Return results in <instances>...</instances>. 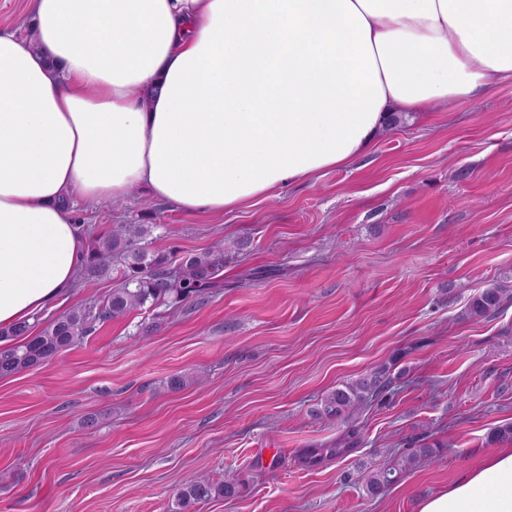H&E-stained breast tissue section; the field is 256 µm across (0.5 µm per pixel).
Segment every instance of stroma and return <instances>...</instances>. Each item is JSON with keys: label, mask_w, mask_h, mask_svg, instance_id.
<instances>
[{"label": "stroma", "mask_w": 512, "mask_h": 512, "mask_svg": "<svg viewBox=\"0 0 512 512\" xmlns=\"http://www.w3.org/2000/svg\"><path fill=\"white\" fill-rule=\"evenodd\" d=\"M77 213L102 234L162 225L181 255L220 241L229 261L213 293L0 378V512H170L186 478L228 472L235 494L197 512H416L512 423V302L466 315L512 277V83L426 106L355 163L242 210L192 216L142 190ZM265 266L277 276L250 277ZM379 370L395 387L359 415L358 447L304 467L345 436L320 400ZM420 442L436 455L367 496L368 472ZM512 301V289L503 282L493 283L475 294L467 307V315L473 319L491 316Z\"/></svg>", "instance_id": "1"}]
</instances>
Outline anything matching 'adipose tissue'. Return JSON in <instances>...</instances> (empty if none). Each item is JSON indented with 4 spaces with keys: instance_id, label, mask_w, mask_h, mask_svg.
<instances>
[{
    "instance_id": "ef3b65f1",
    "label": "adipose tissue",
    "mask_w": 512,
    "mask_h": 512,
    "mask_svg": "<svg viewBox=\"0 0 512 512\" xmlns=\"http://www.w3.org/2000/svg\"><path fill=\"white\" fill-rule=\"evenodd\" d=\"M0 29V330L78 286L75 204L244 209L394 112L512 82V0H30ZM417 512H512V445ZM0 27L30 36L31 20L26 0H0Z\"/></svg>"
}]
</instances>
